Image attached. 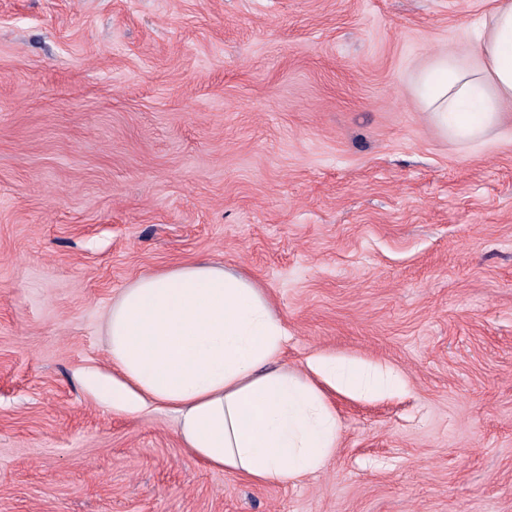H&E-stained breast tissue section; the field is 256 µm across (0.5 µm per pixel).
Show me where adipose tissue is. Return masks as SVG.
I'll return each mask as SVG.
<instances>
[{
    "instance_id": "1",
    "label": "adipose tissue",
    "mask_w": 512,
    "mask_h": 512,
    "mask_svg": "<svg viewBox=\"0 0 512 512\" xmlns=\"http://www.w3.org/2000/svg\"><path fill=\"white\" fill-rule=\"evenodd\" d=\"M475 40L476 62L441 52L412 83L429 124L463 146L495 134L512 99V0H496ZM104 332L112 370L87 382L105 406L170 412L189 457L257 484H290L324 467L339 433L324 387L376 399L399 386L323 355L309 360L311 379L282 370L288 332L262 290L204 260L134 280Z\"/></svg>"
}]
</instances>
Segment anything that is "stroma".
Instances as JSON below:
<instances>
[{
    "label": "stroma",
    "mask_w": 512,
    "mask_h": 512,
    "mask_svg": "<svg viewBox=\"0 0 512 512\" xmlns=\"http://www.w3.org/2000/svg\"><path fill=\"white\" fill-rule=\"evenodd\" d=\"M494 0H0V512H512V102L486 144L414 73ZM195 260L255 282L329 392L317 473L256 485L102 406L101 322ZM310 372L334 390L359 394L366 399H376L393 393L399 382L367 365L355 364L323 355L313 356Z\"/></svg>",
    "instance_id": "stroma-1"
}]
</instances>
